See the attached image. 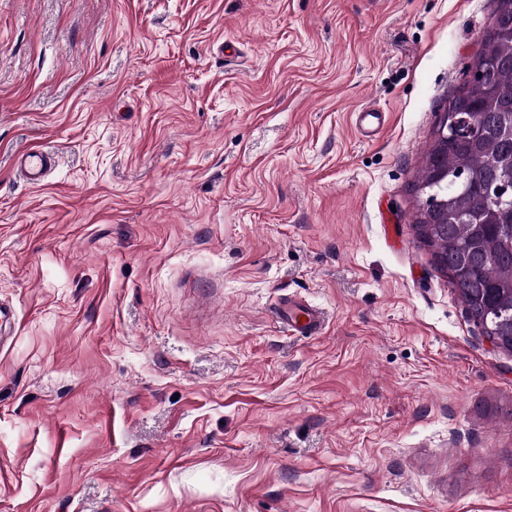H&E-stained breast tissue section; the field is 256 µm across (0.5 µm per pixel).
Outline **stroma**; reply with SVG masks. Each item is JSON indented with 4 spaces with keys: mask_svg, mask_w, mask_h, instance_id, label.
I'll return each instance as SVG.
<instances>
[{
    "mask_svg": "<svg viewBox=\"0 0 512 512\" xmlns=\"http://www.w3.org/2000/svg\"><path fill=\"white\" fill-rule=\"evenodd\" d=\"M496 9L0 0V512H512V352L413 225ZM57 166V157L39 148H25L18 152L17 168L23 171L29 185H42L48 172ZM288 328L296 333L316 335L324 324L323 311L312 305L289 303L282 308Z\"/></svg>",
    "mask_w": 512,
    "mask_h": 512,
    "instance_id": "obj_1",
    "label": "stroma"
}]
</instances>
